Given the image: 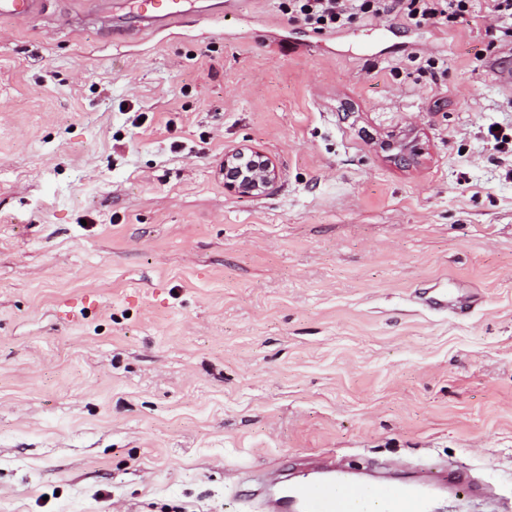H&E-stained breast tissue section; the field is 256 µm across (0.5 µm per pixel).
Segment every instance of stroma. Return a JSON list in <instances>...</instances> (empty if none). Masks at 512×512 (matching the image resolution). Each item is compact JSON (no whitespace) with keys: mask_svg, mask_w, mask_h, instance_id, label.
<instances>
[{"mask_svg":"<svg viewBox=\"0 0 512 512\" xmlns=\"http://www.w3.org/2000/svg\"><path fill=\"white\" fill-rule=\"evenodd\" d=\"M284 3L0 19V512H256L320 455L450 465L469 512L512 506V152L487 137L512 135V43ZM401 128L420 168L376 147ZM238 147L275 160L265 195L225 192ZM95 12H106L105 21L112 31L131 32L127 24L130 14L135 18L138 30H160L176 24L189 14L199 18H220L231 14L238 5V0H204L196 6L191 0H93Z\"/></svg>","mask_w":512,"mask_h":512,"instance_id":"stroma-1","label":"stroma"}]
</instances>
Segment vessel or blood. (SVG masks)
<instances>
[{
    "label": "vessel or blood",
    "mask_w": 512,
    "mask_h": 512,
    "mask_svg": "<svg viewBox=\"0 0 512 512\" xmlns=\"http://www.w3.org/2000/svg\"><path fill=\"white\" fill-rule=\"evenodd\" d=\"M42 0H0V18H24L36 13ZM114 31L129 25L141 30H160L188 15L220 18L233 13L238 0H95ZM450 486L470 491L461 474L428 473L413 480L357 478L350 472L320 465L312 476L293 483H277L262 504L263 512H432V490Z\"/></svg>",
    "instance_id": "vessel-or-blood-1"
}]
</instances>
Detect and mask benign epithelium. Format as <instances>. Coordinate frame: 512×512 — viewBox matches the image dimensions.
Returning <instances> with one entry per match:
<instances>
[{"instance_id": "obj_1", "label": "benign epithelium", "mask_w": 512, "mask_h": 512, "mask_svg": "<svg viewBox=\"0 0 512 512\" xmlns=\"http://www.w3.org/2000/svg\"><path fill=\"white\" fill-rule=\"evenodd\" d=\"M388 158L402 167L420 165L428 154V142L416 130L394 134L383 144ZM220 169L224 171V189L244 196H259L267 192L278 180L275 161L256 149H235L224 154Z\"/></svg>"}]
</instances>
